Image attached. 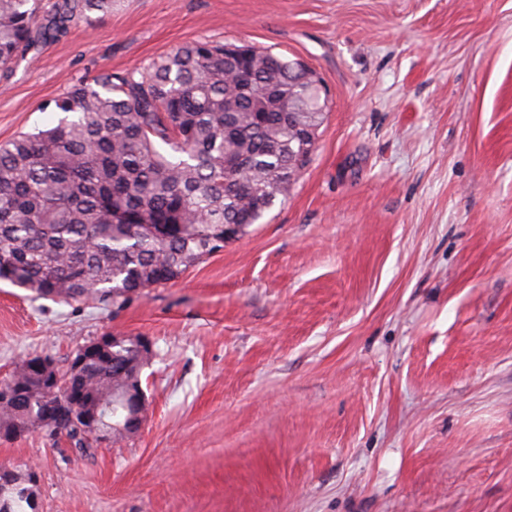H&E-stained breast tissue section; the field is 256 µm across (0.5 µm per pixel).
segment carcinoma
Returning a JSON list of instances; mask_svg holds the SVG:
<instances>
[{"label":"carcinoma","mask_w":512,"mask_h":512,"mask_svg":"<svg viewBox=\"0 0 512 512\" xmlns=\"http://www.w3.org/2000/svg\"><path fill=\"white\" fill-rule=\"evenodd\" d=\"M113 0H0V80L39 43ZM195 42L144 70L103 72L55 101L59 122L0 145V281L37 298L107 301L176 281L228 234L258 223L287 198L313 152L296 127L318 134L321 87L297 61L252 47ZM121 336L113 362L94 366L87 393L106 395L111 423L126 404L112 367L137 361ZM39 397L0 407V437L35 425ZM9 508L37 512L31 489L6 488Z\"/></svg>","instance_id":"carcinoma-1"}]
</instances>
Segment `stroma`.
<instances>
[{
    "label": "stroma",
    "mask_w": 512,
    "mask_h": 512,
    "mask_svg": "<svg viewBox=\"0 0 512 512\" xmlns=\"http://www.w3.org/2000/svg\"><path fill=\"white\" fill-rule=\"evenodd\" d=\"M195 41L329 100L285 202L121 309L0 281V378L145 336L146 422L81 456L0 439L38 512H512V0H115L0 85V144Z\"/></svg>",
    "instance_id": "1"
}]
</instances>
